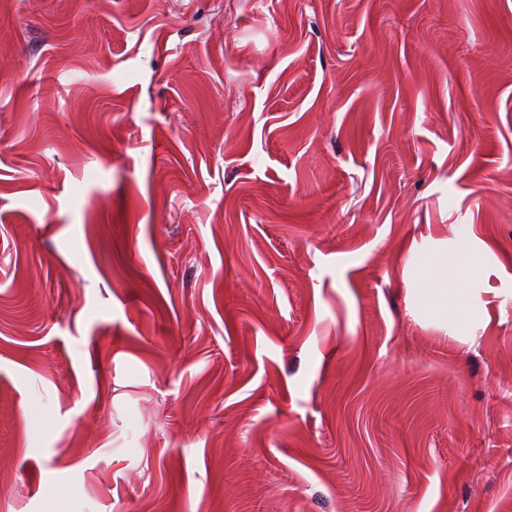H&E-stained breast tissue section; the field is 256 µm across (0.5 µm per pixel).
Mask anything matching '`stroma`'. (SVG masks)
Listing matches in <instances>:
<instances>
[{"label": "stroma", "mask_w": 512, "mask_h": 512, "mask_svg": "<svg viewBox=\"0 0 512 512\" xmlns=\"http://www.w3.org/2000/svg\"><path fill=\"white\" fill-rule=\"evenodd\" d=\"M0 512H512V0H0ZM448 266L457 276L471 277L477 269V258L466 246H462L454 256L448 261L446 257H431L423 263V270L419 285L422 294L427 297L437 294L443 300L446 314L458 321H468L471 318V310L465 304L461 295L448 300V288H442L447 285V277L443 281H438L436 273L440 270L447 271Z\"/></svg>", "instance_id": "stroma-1"}]
</instances>
